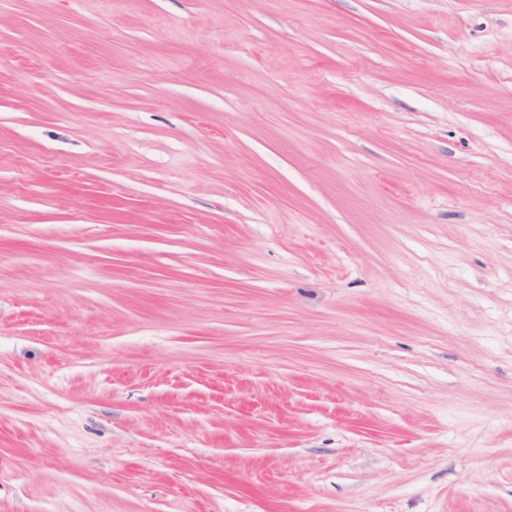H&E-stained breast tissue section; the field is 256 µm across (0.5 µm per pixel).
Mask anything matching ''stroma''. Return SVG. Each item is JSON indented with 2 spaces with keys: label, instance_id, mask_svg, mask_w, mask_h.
Returning <instances> with one entry per match:
<instances>
[{
  "label": "stroma",
  "instance_id": "stroma-1",
  "mask_svg": "<svg viewBox=\"0 0 512 512\" xmlns=\"http://www.w3.org/2000/svg\"><path fill=\"white\" fill-rule=\"evenodd\" d=\"M0 512H512V0H0Z\"/></svg>",
  "mask_w": 512,
  "mask_h": 512
}]
</instances>
